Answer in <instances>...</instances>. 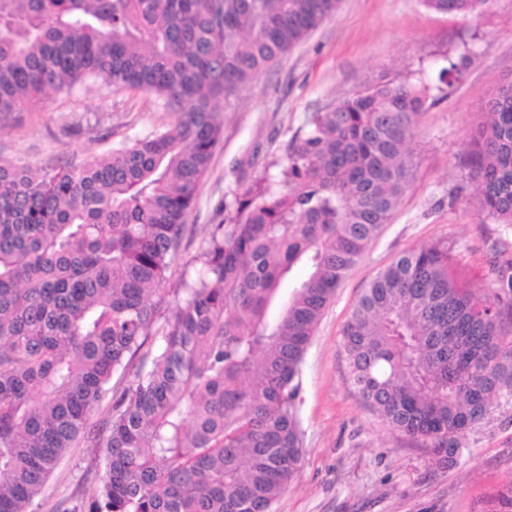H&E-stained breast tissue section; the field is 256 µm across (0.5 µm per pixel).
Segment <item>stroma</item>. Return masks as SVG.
<instances>
[{"mask_svg": "<svg viewBox=\"0 0 512 512\" xmlns=\"http://www.w3.org/2000/svg\"><path fill=\"white\" fill-rule=\"evenodd\" d=\"M457 81L420 118L413 182L388 224L348 272L311 339L301 373L304 459L272 512H512V406L468 430L455 466H440L419 438L390 427L347 380L344 324L369 282L404 251L447 241L457 279L490 288L512 258V226L482 213L468 178L480 105L512 78V0L473 15L427 10L421 0H341L279 66L232 104L216 100L224 130L184 220L172 278L195 273L213 224L236 196L275 178L288 142L311 113L335 106L369 77L409 69L435 78L460 49ZM153 92L99 85L54 96L0 127V158L32 167L80 164L129 147L167 119ZM102 461L76 444L38 498V512H69L96 486Z\"/></svg>", "mask_w": 512, "mask_h": 512, "instance_id": "stroma-1", "label": "stroma"}]
</instances>
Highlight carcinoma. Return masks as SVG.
<instances>
[{"label": "carcinoma", "instance_id": "1", "mask_svg": "<svg viewBox=\"0 0 512 512\" xmlns=\"http://www.w3.org/2000/svg\"><path fill=\"white\" fill-rule=\"evenodd\" d=\"M340 0H0V123L50 93L122 86L170 121L82 164L0 162V512L33 505L66 450L104 446L81 512H271L303 456L300 374L346 273L409 185L420 116L452 86L401 70L314 112L166 288L231 104ZM476 14L489 0H423ZM470 149L479 208L512 224V81ZM439 242L398 256L342 332L348 380L451 467L462 433L512 405V260L462 287ZM305 279L285 297L297 269ZM168 290L166 310L150 303ZM136 370V384L111 385ZM105 406V441L89 427Z\"/></svg>", "mask_w": 512, "mask_h": 512}]
</instances>
